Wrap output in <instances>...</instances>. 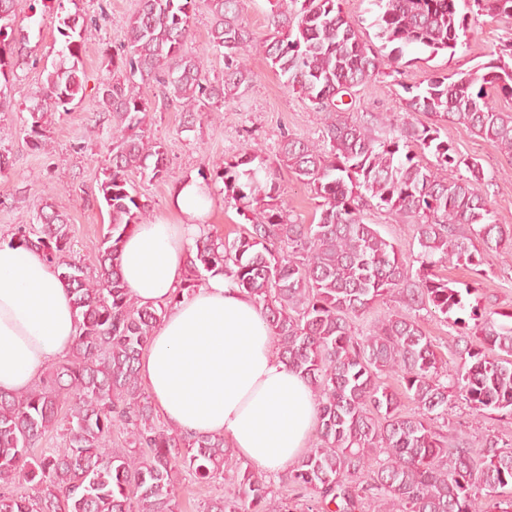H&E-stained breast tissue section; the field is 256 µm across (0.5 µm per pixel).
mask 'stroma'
Here are the masks:
<instances>
[{"label":"stroma","mask_w":512,"mask_h":512,"mask_svg":"<svg viewBox=\"0 0 512 512\" xmlns=\"http://www.w3.org/2000/svg\"><path fill=\"white\" fill-rule=\"evenodd\" d=\"M274 0H242L241 15L254 41L248 66L252 81L245 92L228 96L220 112L202 119L193 129H185L179 106L163 99L159 85H151L155 97L148 129L151 139L161 142L167 153L172 178L157 181L150 174L132 173L129 180L141 203L147 204L153 219L172 218L170 197L177 182L197 177L209 159L234 158L245 141L260 143L270 159H277L282 135L300 139L319 138L323 113L308 100L288 88L284 77L273 69L263 51L264 41L273 33L270 24ZM67 11L97 17L89 27L84 46L86 90L82 101L72 103L68 111L52 113L39 146H32L27 134V108L32 93L45 78V69L56 59L60 36L57 19L43 6H31L19 0L16 26L29 35L31 52L26 64L14 71L8 89L12 110L0 113V154L9 167L0 174V241H9L13 228L31 223L44 203L52 202L70 218L73 255L87 268H95L109 216L97 192L100 168L111 150L112 115L95 101L97 87L107 78L102 54L104 47L119 46L129 20L137 8L136 0H64ZM478 32L460 46L454 57L428 56L419 49L408 52L399 66L384 62L382 75L356 94L351 113L357 121L389 117L394 125L420 127L430 119L422 113L406 114L401 105L404 88L423 85L440 75L478 69L491 59L502 39L512 36V18L480 17ZM465 158L477 159L485 179L481 191L487 198L497 223L512 226V160L488 143L475 137L465 126L448 124L441 130ZM278 178L288 200L290 220L311 223L318 211L319 198L297 181L286 166H279ZM215 204L205 222L213 234L236 236L245 219L239 205L228 198L222 183L212 184ZM366 223L375 225L381 235L394 242L410 262H417L420 248L413 225L395 223L383 210L365 213ZM440 273L452 286L461 288L476 283L470 302L491 312L512 313V263H502L497 253L486 256L485 275L473 278L462 266H447ZM422 325L432 336L438 355L455 365L467 338L462 325L421 314ZM512 439V419L496 410L475 415L463 403H456L448 415L449 438H460L470 446H480L485 436Z\"/></svg>","instance_id":"35a3bbf8"}]
</instances>
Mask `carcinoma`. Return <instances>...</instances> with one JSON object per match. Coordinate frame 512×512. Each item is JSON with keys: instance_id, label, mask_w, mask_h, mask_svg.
Masks as SVG:
<instances>
[{"instance_id": "carcinoma-1", "label": "carcinoma", "mask_w": 512, "mask_h": 512, "mask_svg": "<svg viewBox=\"0 0 512 512\" xmlns=\"http://www.w3.org/2000/svg\"><path fill=\"white\" fill-rule=\"evenodd\" d=\"M373 2L377 48L361 38L340 0H276L275 34L264 42L266 59L288 87L325 113L320 140L284 135L279 143L289 172L322 199L318 222L288 219L259 145L199 172L206 187L223 182L248 224L231 241L199 225L183 288L221 274L251 296L281 358L309 381L317 402L315 439L288 471L291 496L276 494L266 476L243 466L223 437L155 424L142 388L138 365L166 307H139L119 274L124 235L149 216L128 174L170 177L162 146L146 135L153 111L146 88L157 82L192 126L248 88L252 73L243 60L252 35L240 0H138L124 44L103 51L112 69L97 87L113 124L112 157L97 182L110 226L96 274L71 258L69 217L52 204L36 223L15 225L9 241L42 252L57 271L73 297L77 333L43 381L0 394V512H179L175 480L183 469L200 483L227 479L233 486L203 512H296L307 498L306 512H512V440L488 437L475 454L448 442L446 431L453 398L478 415L494 409L512 417V324H496L467 301L470 287H451L436 272L448 263L480 278L483 252L512 253V227L492 221L481 192V164L440 137L444 124H462L512 156V113L494 104L496 97L512 99V37L476 71L404 87V111L431 116L429 126L357 122L343 101L380 73L383 50L393 63L414 46L451 58L461 38L475 33L478 17H512V0H468L467 15L458 0ZM17 3L0 0V112L10 107L4 89L27 57L29 37L14 24ZM55 3L58 61L27 107L36 144L49 113L83 98L84 34L96 23L65 12L63 0ZM202 5L213 16L209 44L224 49L220 82L210 80L203 52L187 49ZM420 150L435 162L422 163ZM369 208L415 226L418 270L364 221ZM387 298L399 306L373 315ZM421 310L456 324L465 313L473 320L454 370L423 329ZM356 318L369 328L357 329ZM403 396L417 411H401ZM54 429L63 446L37 449ZM116 429L120 443L112 440Z\"/></svg>"}]
</instances>
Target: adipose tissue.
Instances as JSON below:
<instances>
[{
    "label": "adipose tissue",
    "mask_w": 512,
    "mask_h": 512,
    "mask_svg": "<svg viewBox=\"0 0 512 512\" xmlns=\"http://www.w3.org/2000/svg\"><path fill=\"white\" fill-rule=\"evenodd\" d=\"M209 189L189 179L170 206L180 223L155 221L128 232L119 265L142 307L169 304L140 376L165 418L190 436L221 435L266 473L294 465L309 449L317 408L309 382L280 358L262 310L224 276L193 291L182 285ZM76 336L72 297L39 251L0 244V392L29 388Z\"/></svg>",
    "instance_id": "adipose-tissue-1"
}]
</instances>
